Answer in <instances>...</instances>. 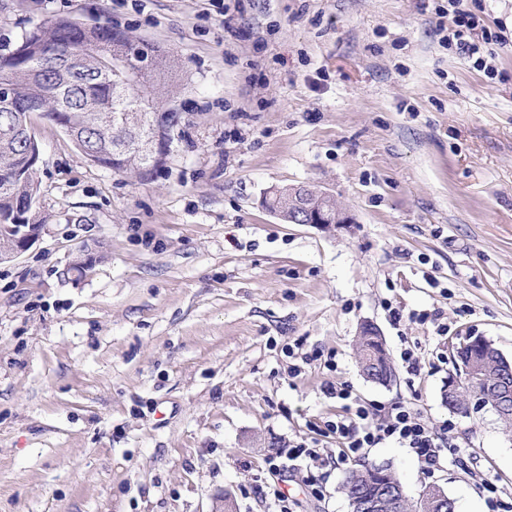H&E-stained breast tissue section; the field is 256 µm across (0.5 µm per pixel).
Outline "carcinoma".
<instances>
[{"label": "carcinoma", "mask_w": 512, "mask_h": 512, "mask_svg": "<svg viewBox=\"0 0 512 512\" xmlns=\"http://www.w3.org/2000/svg\"><path fill=\"white\" fill-rule=\"evenodd\" d=\"M177 60L160 46L131 40L108 23L69 17L26 31L0 53V225L42 224L34 208L40 149L31 135L37 114L70 138L93 164L149 175L164 166L183 113L171 105L176 86H151ZM157 139L144 155L139 141Z\"/></svg>", "instance_id": "obj_1"}]
</instances>
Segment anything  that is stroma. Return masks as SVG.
Wrapping results in <instances>:
<instances>
[{"instance_id": "stroma-1", "label": "stroma", "mask_w": 512, "mask_h": 512, "mask_svg": "<svg viewBox=\"0 0 512 512\" xmlns=\"http://www.w3.org/2000/svg\"><path fill=\"white\" fill-rule=\"evenodd\" d=\"M448 0H0V43L57 16L100 19L179 59L189 123L140 177L89 162L33 116L47 221L0 262V512H273L268 460L342 414L327 386L412 404L454 446L428 470L388 441L409 495L512 504V431L443 404L449 344L512 358V46L496 72L442 41ZM311 184L353 222L286 224L262 200ZM93 258L86 275L72 269ZM400 319H393L392 310ZM430 313V321L412 314ZM419 375L361 374L363 321ZM447 334H440V326ZM308 353L288 375L290 347ZM290 472L300 512H350Z\"/></svg>"}]
</instances>
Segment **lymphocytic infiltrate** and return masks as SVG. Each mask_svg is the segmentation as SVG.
<instances>
[{"instance_id":"1","label":"lymphocytic infiltrate","mask_w":512,"mask_h":512,"mask_svg":"<svg viewBox=\"0 0 512 512\" xmlns=\"http://www.w3.org/2000/svg\"><path fill=\"white\" fill-rule=\"evenodd\" d=\"M448 44L461 58L484 70L498 49L506 46L507 40L501 32L485 27L480 15L466 0H448ZM334 395L344 401L345 413L337 420L327 422L326 432L339 441L338 453H322L315 445L303 441H292L279 449L268 462L273 480L266 485V495L275 512H296L295 500L277 482L287 471L305 467L308 471L306 484L312 494L319 495L323 492L328 471L384 441L391 440L412 449L430 468L440 465L444 450L452 445L447 430H434L412 406L395 407L376 423L372 420L373 409L352 401L349 390L340 388Z\"/></svg>"}]
</instances>
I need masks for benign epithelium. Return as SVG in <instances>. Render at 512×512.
I'll return each mask as SVG.
<instances>
[{"mask_svg":"<svg viewBox=\"0 0 512 512\" xmlns=\"http://www.w3.org/2000/svg\"><path fill=\"white\" fill-rule=\"evenodd\" d=\"M281 190L273 189L264 198L265 207L280 220L290 224H314L324 228L343 227L352 223L349 214L324 191L308 185L292 188L289 203L276 208L271 199L277 198ZM14 225H5V236H0V261L11 260L26 252L39 239L43 225L27 224L20 228L17 235L10 233ZM477 346V351L469 354L465 363L458 365V371L448 375V382L442 391L443 402L448 409L464 414L475 405L488 407L496 415L512 408V360L487 338L483 336H465L459 342L451 344L452 350L466 346ZM496 358L502 374L489 377L485 363ZM362 374L371 382L385 385L381 368L374 360L371 351L365 352L361 367ZM351 512H410V504L416 500L427 502L438 512H455V502L438 484L423 486L416 499L407 496L403 486L385 479L379 483V489L373 496L355 491L347 495Z\"/></svg>","mask_w":512,"mask_h":512,"instance_id":"benign-epithelium-1","label":"benign epithelium"}]
</instances>
